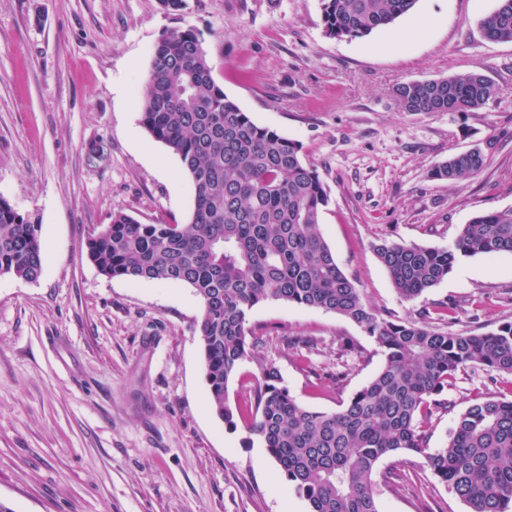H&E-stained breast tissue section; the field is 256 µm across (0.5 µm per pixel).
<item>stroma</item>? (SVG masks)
Masks as SVG:
<instances>
[{"instance_id":"1","label":"stroma","mask_w":512,"mask_h":512,"mask_svg":"<svg viewBox=\"0 0 512 512\" xmlns=\"http://www.w3.org/2000/svg\"><path fill=\"white\" fill-rule=\"evenodd\" d=\"M496 4L418 0L392 27L337 39L321 0H186L177 12L159 0H0V197L38 219L43 243L37 281L0 275V499L14 512H308L262 444L210 406L193 289L106 277L83 249L118 212L144 224L192 218L191 177L140 123L167 32L200 33L225 94L301 145L329 196L321 233L382 316L416 320L450 302L448 332L512 322V254L460 259L406 302L373 251L384 239L447 246L474 215L512 208V42L481 34ZM411 29L418 38L396 41ZM470 73L496 88L478 109L405 112L394 95ZM94 143L104 161H88ZM476 145L488 155L480 174L431 178ZM248 323L268 341L230 379L234 408L266 361L298 402L333 411L384 360L331 312L262 303ZM349 340L361 348L351 358ZM488 392L511 399L512 376L459 373L448 411L425 427L429 449ZM372 481L380 512H469L416 453L382 459Z\"/></svg>"}]
</instances>
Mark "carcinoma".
<instances>
[{
	"mask_svg": "<svg viewBox=\"0 0 512 512\" xmlns=\"http://www.w3.org/2000/svg\"><path fill=\"white\" fill-rule=\"evenodd\" d=\"M417 0H322L325 31L363 38L388 28ZM489 42H512V0H497L481 23ZM495 95L474 74L398 85L405 112H462ZM140 123L178 156L195 187L188 224H142L124 213L91 235L86 253L110 278L156 280L193 288L210 402L232 430L248 419L282 475L308 503V512H379L372 487L377 463L389 456L424 455L433 474L470 512H512V400L489 393L456 419L448 443L427 451L419 417L449 407L442 395L458 372L480 368L512 375V322L488 333H448L411 319H387L363 298L338 266L320 230L329 198L301 146L257 125L224 94L200 34L176 30L154 46L139 101ZM487 154L448 157L436 179L480 173ZM41 225L0 197V275L28 282L42 270ZM375 255L404 301L448 277L462 257L512 254V209L472 217L452 245L427 247L384 240ZM262 302L332 312L357 324L381 348L376 375L336 411L299 403L274 363L261 368L254 410L227 403L232 375L262 337L248 313Z\"/></svg>",
	"mask_w": 512,
	"mask_h": 512,
	"instance_id": "cac0c4a2",
	"label": "carcinoma"
}]
</instances>
